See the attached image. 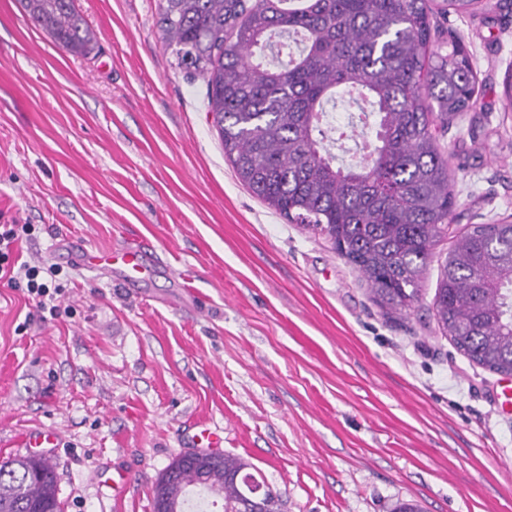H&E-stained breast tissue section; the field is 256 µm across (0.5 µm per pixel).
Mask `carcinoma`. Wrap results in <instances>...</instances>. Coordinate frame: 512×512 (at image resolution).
I'll list each match as a JSON object with an SVG mask.
<instances>
[{
	"mask_svg": "<svg viewBox=\"0 0 512 512\" xmlns=\"http://www.w3.org/2000/svg\"><path fill=\"white\" fill-rule=\"evenodd\" d=\"M477 0H442L465 15ZM33 23L72 54L92 49L73 0H24ZM158 25L178 65L206 82L208 111L237 178L270 209L323 235L352 265L374 301L405 314L436 242L448 236L454 195L433 132L475 105L463 39L435 24L431 0H159ZM375 116L371 165L337 161L324 123L338 92ZM366 104L370 112L362 111ZM433 313L439 330L473 362L512 374V222L475 224L448 251ZM221 452L203 474L181 457L162 489L188 512L204 482L223 512H247L244 488L264 482ZM0 512H62L56 466L40 456L0 463Z\"/></svg>",
	"mask_w": 512,
	"mask_h": 512,
	"instance_id": "cac0c4a2",
	"label": "carcinoma"
}]
</instances>
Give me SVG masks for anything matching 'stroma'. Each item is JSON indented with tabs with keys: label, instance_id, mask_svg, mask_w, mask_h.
Wrapping results in <instances>:
<instances>
[{
	"label": "stroma",
	"instance_id": "1",
	"mask_svg": "<svg viewBox=\"0 0 512 512\" xmlns=\"http://www.w3.org/2000/svg\"><path fill=\"white\" fill-rule=\"evenodd\" d=\"M479 0L460 35L477 104L436 130L453 231L512 221V8ZM158 0H75L97 40L59 47L20 0H0V224H32L20 255L61 267L58 314L0 280V459L57 430L63 512H151L173 458L245 459L280 512H512L503 375L458 352L432 314L452 239L395 319L331 242L237 179L206 84L156 26ZM140 248L174 276L128 287L59 244Z\"/></svg>",
	"mask_w": 512,
	"mask_h": 512
}]
</instances>
